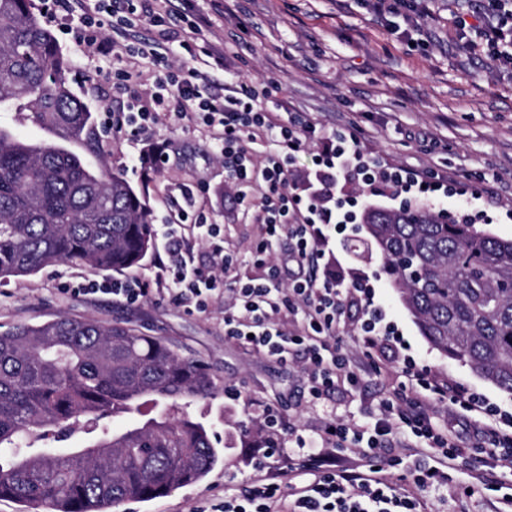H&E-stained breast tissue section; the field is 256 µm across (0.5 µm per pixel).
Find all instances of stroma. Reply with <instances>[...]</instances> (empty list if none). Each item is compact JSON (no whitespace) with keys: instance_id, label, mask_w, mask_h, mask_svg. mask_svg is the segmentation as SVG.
<instances>
[{"instance_id":"35a3bbf8","label":"stroma","mask_w":512,"mask_h":512,"mask_svg":"<svg viewBox=\"0 0 512 512\" xmlns=\"http://www.w3.org/2000/svg\"><path fill=\"white\" fill-rule=\"evenodd\" d=\"M470 0H431L419 30L407 32L402 14L374 16L366 0H193L184 13L205 20L193 52L223 48L227 69L212 77L223 82L225 70L261 83V102L270 112H300L328 133L363 130L371 151L386 162L451 178L455 195L416 197L417 205L452 216L478 215V227L512 239V67L491 65L483 52L458 47L453 10L467 11ZM49 29L62 52L75 64L70 85L91 109L102 154L114 171L145 191L154 223H166L171 211L186 208L223 225L225 253L236 263L224 277L225 288L261 276L249 262L263 227L246 222L239 202L224 185V165L201 125L166 121L156 140L171 141L173 165L147 166L125 133L112 130V113L123 98L116 93L111 65L84 54L74 43L81 29ZM358 225L329 243L336 270L365 271L410 352L442 380L463 384L512 410V395L502 392L468 367L434 349L392 288L383 260L368 248ZM110 273L60 263L22 280L0 284V323H36L66 314L103 323L124 322L143 334L158 336L181 355L208 370L214 392L190 402V415L210 427L221 450L218 463L200 482L152 501H128L111 512H211L223 501L226 484L246 485L249 460L268 431L260 419L264 405L279 408L289 423L321 427V409L309 407L300 364H283L224 337V301L207 311L193 304L154 297L127 305L106 293L90 294L91 281ZM396 377L383 368L357 391L337 388L331 396L336 413L350 423L368 422ZM239 388L231 402L224 390ZM250 429H242L244 420Z\"/></svg>"}]
</instances>
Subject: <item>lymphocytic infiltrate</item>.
<instances>
[{
    "label": "lymphocytic infiltrate",
    "instance_id": "f902f5d3",
    "mask_svg": "<svg viewBox=\"0 0 512 512\" xmlns=\"http://www.w3.org/2000/svg\"><path fill=\"white\" fill-rule=\"evenodd\" d=\"M172 0H40V11L48 21L79 17L84 25L78 45L98 60L113 63L119 89L127 93L126 109L115 127H134L148 133L167 117L202 121L212 128L214 148L224 159V181L238 199L256 193L251 213L265 228L250 259L262 268L257 282L241 285L232 306L224 311V335L285 363L302 352L304 374L311 405L325 402L338 383L357 387L375 370L372 357L385 352L398 364L401 381L389 397L379 403L381 416L375 422L351 426L329 421L320 436L295 427L289 432L304 462L288 486L265 474L271 458L281 453L280 441L266 439L258 450L255 478L244 493L228 488L215 512H428L426 491L435 489L454 512H466L470 494L481 492L486 471L512 470V414L503 412L479 394L457 384L438 382L425 365L402 355L395 328L386 313L374 303V287L366 276L344 280L333 270L322 276L305 274L306 263L329 233H344L349 213H333L329 203L337 189L354 182L363 188H393L404 193L435 192L437 182L423 183L416 171L387 164L368 151L357 134L349 137L321 136L316 123L295 115L266 111L254 82L228 75L221 92H214L210 66H223V54L211 59L182 63L179 72L159 71V64L175 48L189 49L202 34L200 25L189 32L140 41L136 65L125 62L126 42L142 23L170 27L175 12ZM119 15L111 33H104L101 13ZM455 36L466 48L484 47L497 65L512 64V0H488L486 11L454 16ZM155 67L150 92L133 86L139 68ZM319 142L320 184L317 193L302 199L293 180L291 165L297 153ZM205 239L217 238L220 227L206 221L189 223L185 210L172 211L161 234L168 243L169 262L163 268L161 288L171 300L194 302L207 310L224 292L223 270L232 258L216 248L212 268L195 265L183 249L186 232ZM292 246L287 258L276 261L282 238ZM362 309L360 323L351 327L356 355L342 345L340 331L348 307ZM298 316L302 330L291 333L278 318ZM447 407L452 415L476 412L483 421L472 442L434 423L429 409ZM357 451L362 463L343 464L345 452ZM400 470L399 482L386 479L389 470Z\"/></svg>",
    "mask_w": 512,
    "mask_h": 512
}]
</instances>
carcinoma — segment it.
Wrapping results in <instances>:
<instances>
[{"instance_id":"1","label":"carcinoma","mask_w":512,"mask_h":512,"mask_svg":"<svg viewBox=\"0 0 512 512\" xmlns=\"http://www.w3.org/2000/svg\"><path fill=\"white\" fill-rule=\"evenodd\" d=\"M72 66L31 0H0V108L91 150L94 119L70 87ZM362 224L428 342L512 395V240L407 205H368ZM154 246L144 193L105 162L0 129L1 283L65 262L122 271ZM211 388L202 365L120 323L60 315L0 331V498L107 512L201 481L220 449L179 409ZM147 402L159 411L114 428ZM76 433L80 445L47 448Z\"/></svg>"}]
</instances>
